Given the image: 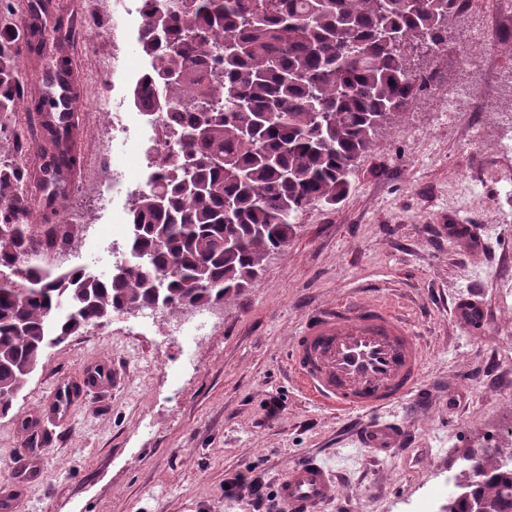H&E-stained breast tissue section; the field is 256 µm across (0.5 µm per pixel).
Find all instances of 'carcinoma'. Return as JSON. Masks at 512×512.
Wrapping results in <instances>:
<instances>
[{"mask_svg": "<svg viewBox=\"0 0 512 512\" xmlns=\"http://www.w3.org/2000/svg\"><path fill=\"white\" fill-rule=\"evenodd\" d=\"M454 0H194L152 6L138 45L150 87L133 103L166 115L174 147L129 206L131 259L108 277L64 284L25 268V293L0 283V415L88 320L117 310L181 312L228 301L288 243L298 215L332 207L356 161L419 87L409 58L456 40ZM18 45L0 30V111L21 99ZM54 172L74 164L49 130ZM21 171L0 166V267L25 249L32 208ZM512 442L467 458L447 512H512Z\"/></svg>", "mask_w": 512, "mask_h": 512, "instance_id": "obj_1", "label": "carcinoma"}]
</instances>
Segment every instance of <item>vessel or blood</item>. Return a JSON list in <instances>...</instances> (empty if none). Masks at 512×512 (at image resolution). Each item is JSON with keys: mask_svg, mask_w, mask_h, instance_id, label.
<instances>
[{"mask_svg": "<svg viewBox=\"0 0 512 512\" xmlns=\"http://www.w3.org/2000/svg\"><path fill=\"white\" fill-rule=\"evenodd\" d=\"M463 327L485 324L481 304L458 301L453 310ZM426 352L411 325L390 306L380 303L337 304L310 317L287 358L301 391L317 403L339 411L376 412L404 400L417 387ZM111 370H87L81 385L57 384L51 395L52 414L69 418L82 388L111 379ZM402 424L371 421L360 439L375 454L400 445ZM333 473L313 460L289 466L277 485L284 512H320L336 499Z\"/></svg>", "mask_w": 512, "mask_h": 512, "instance_id": "vessel-or-blood-1", "label": "vessel or blood"}]
</instances>
